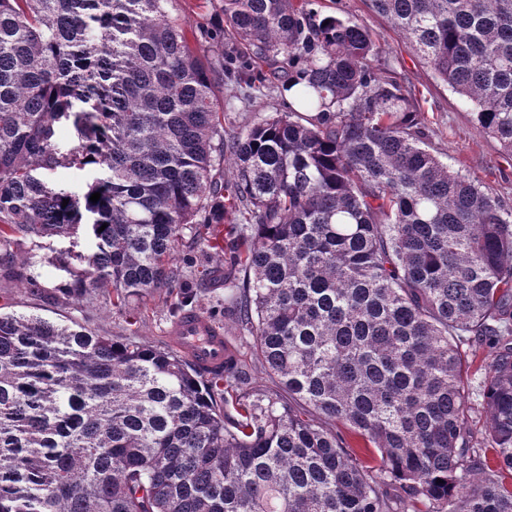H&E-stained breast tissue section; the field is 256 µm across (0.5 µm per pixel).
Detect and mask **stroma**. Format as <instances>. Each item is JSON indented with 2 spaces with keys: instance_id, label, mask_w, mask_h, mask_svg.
Here are the masks:
<instances>
[{
  "instance_id": "1",
  "label": "stroma",
  "mask_w": 512,
  "mask_h": 512,
  "mask_svg": "<svg viewBox=\"0 0 512 512\" xmlns=\"http://www.w3.org/2000/svg\"><path fill=\"white\" fill-rule=\"evenodd\" d=\"M322 14H339L367 27L373 34L378 54L375 64L388 76L398 78L413 95L416 108L426 126L431 151L459 174L480 180L494 195L512 205V153L474 121L470 109L463 106L430 69L412 46L384 17L371 11L368 0H317ZM285 94L280 79L273 78L262 87L228 88L224 92V128L240 132L272 113L282 111ZM19 255L31 257L26 269L33 285L0 278V310L36 312L45 317L73 318L101 334L116 340L132 338L162 346L165 329L173 319L172 307L178 298L175 288H164L129 309H111L105 295L99 294L77 306H60L41 295V288L51 286L56 271L41 260L42 252L29 242L16 247ZM192 291L198 310L224 329V335L237 353L236 368L258 385L270 384L264 366L257 358L251 336L243 332L231 304L225 298L221 280L196 281Z\"/></svg>"
}]
</instances>
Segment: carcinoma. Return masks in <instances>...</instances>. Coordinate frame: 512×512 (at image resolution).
Masks as SVG:
<instances>
[{
  "mask_svg": "<svg viewBox=\"0 0 512 512\" xmlns=\"http://www.w3.org/2000/svg\"><path fill=\"white\" fill-rule=\"evenodd\" d=\"M172 2L0 0V270L85 212L91 249L44 258L63 306L109 288L120 311L224 252L272 386L0 312V512H512V206L429 150L368 29L200 0L224 26L189 36ZM369 4L512 153V0ZM279 56L288 111L224 132V87ZM86 167L80 197L45 178ZM186 233L204 253L182 268ZM465 347L492 353L474 387ZM466 416L470 428L480 437L487 425V414L481 398L475 395V393H472L467 401Z\"/></svg>",
  "mask_w": 512,
  "mask_h": 512,
  "instance_id": "1",
  "label": "carcinoma"
}]
</instances>
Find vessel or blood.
Here are the masks:
<instances>
[{
    "label": "vessel or blood",
    "mask_w": 512,
    "mask_h": 512,
    "mask_svg": "<svg viewBox=\"0 0 512 512\" xmlns=\"http://www.w3.org/2000/svg\"><path fill=\"white\" fill-rule=\"evenodd\" d=\"M169 345L209 373L223 372L236 362L223 328L200 311H188L174 319L167 331Z\"/></svg>",
    "instance_id": "b4317fda"
}]
</instances>
